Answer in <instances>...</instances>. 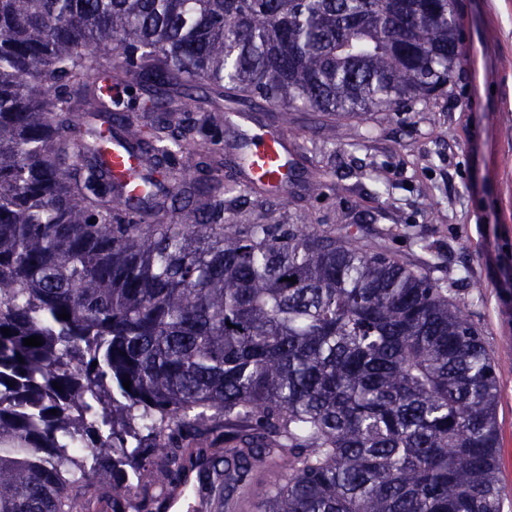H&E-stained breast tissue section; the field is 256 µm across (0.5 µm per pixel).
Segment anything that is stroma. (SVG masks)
I'll use <instances>...</instances> for the list:
<instances>
[{
  "instance_id": "1",
  "label": "stroma",
  "mask_w": 512,
  "mask_h": 512,
  "mask_svg": "<svg viewBox=\"0 0 512 512\" xmlns=\"http://www.w3.org/2000/svg\"><path fill=\"white\" fill-rule=\"evenodd\" d=\"M456 10L466 58L428 104L431 121L416 111L392 121L380 112L355 117L352 126L367 135L358 146L346 131L324 141L315 117L298 114L284 132L296 164L287 209L322 226L350 225L351 245L380 243L429 270L467 308L498 368V477L512 494V0H456ZM272 125L271 112L257 109L225 130V199L235 195L253 135ZM298 143L335 156L336 191L306 194ZM376 165L385 168L384 184L369 175ZM471 282L479 299L467 293Z\"/></svg>"
}]
</instances>
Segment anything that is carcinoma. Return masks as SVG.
Instances as JSON below:
<instances>
[{
	"instance_id": "1",
	"label": "carcinoma",
	"mask_w": 512,
	"mask_h": 512,
	"mask_svg": "<svg viewBox=\"0 0 512 512\" xmlns=\"http://www.w3.org/2000/svg\"><path fill=\"white\" fill-rule=\"evenodd\" d=\"M455 20V0H0V512H79L157 460L176 485L217 429L199 492L220 512H502L495 364L448 289L283 203L252 221L288 160L224 203L234 118L315 112L329 140L391 120L454 77ZM112 172L121 174L127 180V185L135 183V172L138 168V161L116 143H112L111 156Z\"/></svg>"
}]
</instances>
